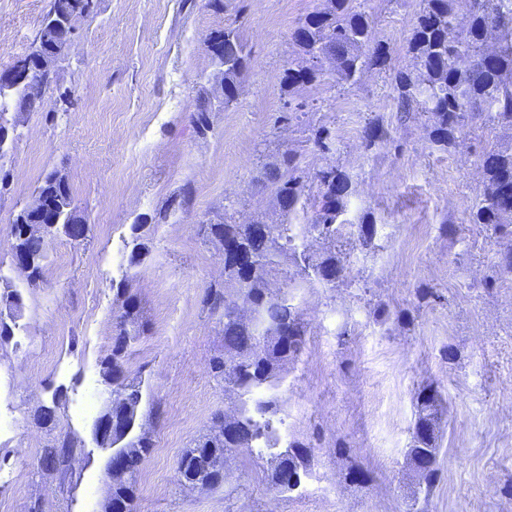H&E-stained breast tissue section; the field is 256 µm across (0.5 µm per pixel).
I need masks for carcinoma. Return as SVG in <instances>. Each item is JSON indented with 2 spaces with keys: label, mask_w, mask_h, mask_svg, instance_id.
<instances>
[{
  "label": "carcinoma",
  "mask_w": 512,
  "mask_h": 512,
  "mask_svg": "<svg viewBox=\"0 0 512 512\" xmlns=\"http://www.w3.org/2000/svg\"><path fill=\"white\" fill-rule=\"evenodd\" d=\"M80 0H52L43 19L38 39L64 43L69 30L50 26V21L75 9ZM330 7L305 17L293 34L299 48L301 64L290 67L284 75L285 87L312 83L320 76V64L333 68L336 82L352 86L364 68L383 60V49L376 46L368 53L371 40L369 15L355 0H329ZM413 36L408 45L416 67V75L401 72L396 89L402 117H408L412 104H421L429 114L432 142L444 150L456 148L465 129L478 120L512 130V0H463L467 22H458L456 0H423ZM247 54L245 44L233 28L224 29V81L240 84ZM195 132L204 137L210 131L205 105L198 106L192 117ZM482 187L470 207V220L485 227L498 243V267L512 274V147L491 149L483 155ZM259 180L270 188L280 207L282 220L272 225L268 234L252 230L250 224L224 221L202 224L199 233L214 246H232L250 257L252 263L237 267L224 264V282L206 288L203 303L211 312H222L224 318V355L212 360L214 376L224 381V390L238 395L235 408V430L224 431V413L218 411L212 426L194 440L177 462L176 472L198 477L205 488L215 489L225 477L216 466L206 467V458L231 459L247 451L261 459L268 454L295 468L297 482L309 474L312 450L290 441L283 443L284 421L278 399L265 395L275 386L283 365L294 362L307 346V326L301 314L289 303L285 293L268 288L269 277L278 266V257L291 253L307 277L320 283L335 285L343 277L341 252L329 251L319 262L298 250L295 236L290 234L288 217L300 200L310 191L303 180L299 156L291 150L282 153L278 163L264 164ZM318 192L313 196V222L309 234L332 244L336 243L337 219L353 194L352 180L346 171L331 166L316 175ZM55 237H16L12 246L27 250L33 258L30 278L39 280L48 257L49 241ZM125 280L112 282L117 294L124 297V311L117 317L112 354L102 362L103 370L112 371V395L127 402L135 411L117 414L113 446L127 447V441L142 442V451L132 455L128 476L112 485V499L122 505L121 512H134L139 466L153 447L138 419L143 404L141 383L127 380L124 364L130 348L144 334V322L138 303L124 288ZM282 331L280 341L271 333ZM431 399L415 395L416 418H428L441 425L447 406L441 392L430 386L422 392ZM62 396L54 394L51 405L40 408L37 419L49 426L55 421ZM73 441L59 436L43 449L41 462L60 467L69 461ZM438 442L411 451L429 457L430 466L424 475L426 491L440 480L436 465Z\"/></svg>",
  "instance_id": "cac0c4a2"
}]
</instances>
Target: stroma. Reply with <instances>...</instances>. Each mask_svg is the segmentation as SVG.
Segmentation results:
<instances>
[{"instance_id":"stroma-1","label":"stroma","mask_w":512,"mask_h":512,"mask_svg":"<svg viewBox=\"0 0 512 512\" xmlns=\"http://www.w3.org/2000/svg\"><path fill=\"white\" fill-rule=\"evenodd\" d=\"M97 0L77 23L42 106L20 114L9 185L0 192V309L13 293L23 305L0 343V512H99L107 496L108 450L97 446L93 415L109 397L101 362L112 352L126 279L140 303L145 333L125 363L159 413L142 417L153 446L141 464L136 512H406L416 479L406 461L414 397L437 386L448 415L437 456L441 479L420 512H512V276L500 273L498 246L471 223L481 156L512 145V131L471 126L452 151L430 139L428 116L398 112L396 76L414 69L408 52L422 0H362L372 41L387 56L350 87L331 71L284 88L294 66L292 34L325 0ZM51 0H0V69L35 41ZM236 29L249 55L240 96L224 109L216 67L203 40ZM71 91L64 107L60 93ZM210 102L211 130L190 116ZM379 119L388 135L366 146L363 129ZM326 129L330 148L315 146ZM296 151L308 175L346 170L355 191L341 215L344 275L336 286L304 279L283 255L273 288L308 324L307 347L285 365L275 389L288 440L313 450L310 478L290 496L268 484L271 458L240 453L214 490L187 489L177 460L216 411L236 406L211 371L224 352L223 319L203 303L224 279L223 256L198 233L200 222L262 218L279 223L257 180L263 163ZM62 174L89 225L81 243L56 238L43 275L29 283L11 265L12 221L44 176ZM189 205L180 206L184 185ZM164 222H156L159 212ZM144 224L146 260L129 266L131 226ZM376 227L373 247L357 241ZM454 234L446 235L442 225ZM494 281L486 289V281ZM436 296L418 300L417 289ZM391 313L388 320L380 309ZM404 320H396L398 312ZM458 352L444 358L447 347ZM62 392L54 425L35 414ZM75 442L67 468L40 465L58 435ZM357 463L366 478H348Z\"/></svg>"}]
</instances>
